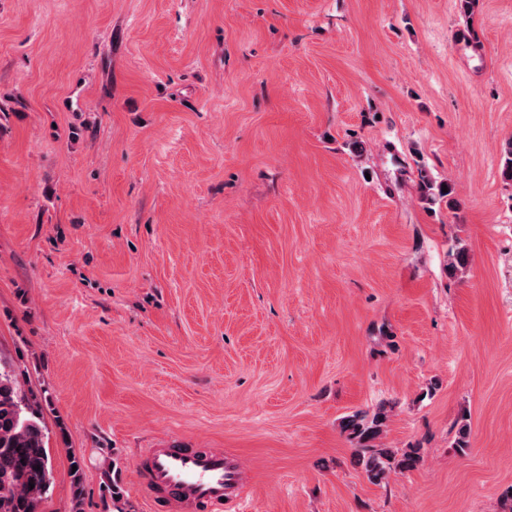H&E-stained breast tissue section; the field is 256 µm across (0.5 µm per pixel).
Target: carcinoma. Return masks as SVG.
<instances>
[{
    "instance_id": "cac0c4a2",
    "label": "carcinoma",
    "mask_w": 512,
    "mask_h": 512,
    "mask_svg": "<svg viewBox=\"0 0 512 512\" xmlns=\"http://www.w3.org/2000/svg\"><path fill=\"white\" fill-rule=\"evenodd\" d=\"M420 200L428 205L448 204L456 207L454 188L434 180L426 170L418 172ZM468 251L461 243L448 249V275L466 270ZM388 420L387 404L373 410H357L341 420V429L356 444L357 463L370 481L380 483L389 474L415 468L421 461L418 448H385L376 441ZM77 467L72 473L75 512H81V474L83 462L73 458ZM52 468L46 447L45 429L38 404L30 399L20 381V373L10 361L0 356V512H35L49 491Z\"/></svg>"
}]
</instances>
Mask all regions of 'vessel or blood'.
<instances>
[{"mask_svg": "<svg viewBox=\"0 0 512 512\" xmlns=\"http://www.w3.org/2000/svg\"><path fill=\"white\" fill-rule=\"evenodd\" d=\"M139 468L163 512H218L237 500L241 470L213 448H152Z\"/></svg>", "mask_w": 512, "mask_h": 512, "instance_id": "1", "label": "vessel or blood"}]
</instances>
